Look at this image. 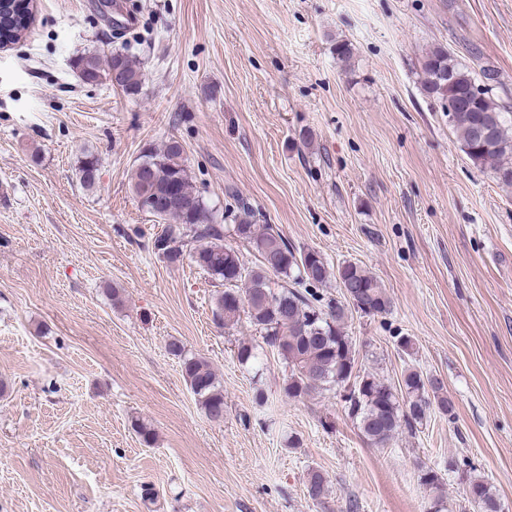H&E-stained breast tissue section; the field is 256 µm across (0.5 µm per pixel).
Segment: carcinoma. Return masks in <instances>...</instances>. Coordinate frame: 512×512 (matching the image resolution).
Returning <instances> with one entry per match:
<instances>
[{
  "label": "carcinoma",
  "instance_id": "obj_1",
  "mask_svg": "<svg viewBox=\"0 0 512 512\" xmlns=\"http://www.w3.org/2000/svg\"><path fill=\"white\" fill-rule=\"evenodd\" d=\"M25 12L15 5L0 12V38L23 36L28 29ZM74 66L88 73L94 82L112 79L119 70V89L128 96L140 93L143 73L127 53H114L103 59L86 53ZM423 86L436 97L448 122L457 133L463 152L471 162L490 171L496 181L512 186V121L491 94L490 71L472 72L465 64L438 46L423 62ZM450 99L466 103L448 111ZM486 124L491 135L476 137L477 127ZM80 181L87 189L98 183L99 160L85 153L78 160ZM131 186L136 198H153L163 203L153 217L164 224L161 233L148 240L151 250L170 263L189 255L203 272L223 290L217 292L214 319L227 324L244 311L262 342L276 351L288 367L283 392L290 399L313 392H349L345 409L360 433L372 445L385 447L405 427L413 430L434 411L451 417L454 404L442 394L440 382L417 370L403 378L404 395L376 375L355 371L356 344L345 327L347 311L368 316L386 314L391 302L381 283L364 268L344 262L331 268L323 256L312 249L297 251L270 224L259 225L250 212L236 216L232 231L236 238L251 245L260 257L255 269L242 264L238 252L224 244V225L215 221L212 210L195 190L184 160V147L170 139L161 149H149L131 171ZM278 278L272 283L270 276ZM336 280L342 299H324L317 287ZM169 352L182 362L184 380L204 413L214 421L224 420V391L210 363L189 356L177 340L168 344ZM240 363L263 365L262 352L251 343L237 348ZM466 494L477 500L480 512H500L491 485L480 476H466ZM308 495L314 500L328 493V481L319 471L309 475Z\"/></svg>",
  "mask_w": 512,
  "mask_h": 512
}]
</instances>
